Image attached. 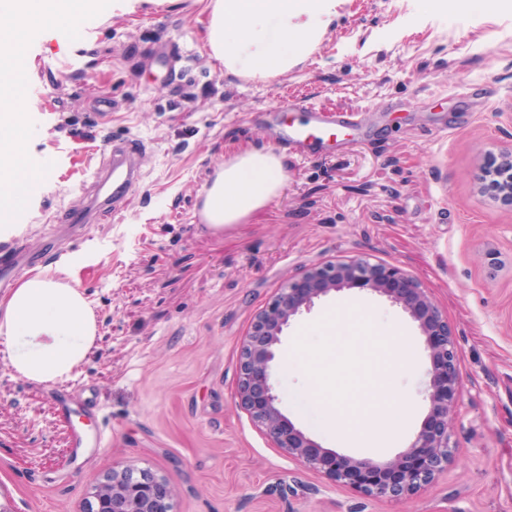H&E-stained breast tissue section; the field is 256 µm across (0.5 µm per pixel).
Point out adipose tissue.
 <instances>
[{"label":"adipose tissue","instance_id":"adipose-tissue-1","mask_svg":"<svg viewBox=\"0 0 512 512\" xmlns=\"http://www.w3.org/2000/svg\"><path fill=\"white\" fill-rule=\"evenodd\" d=\"M87 0H0V215L13 216L26 203L16 191L20 175L39 181L44 165L26 163L17 145L27 134L19 112L21 80L28 66L27 35L45 23L67 25ZM207 29L210 58L225 73L263 81L302 64L319 46L336 16V0H211ZM287 178L272 152L250 150L226 160L201 194L200 215L211 230L239 224L266 207ZM0 335L19 376L36 383L68 379L88 361L101 339L98 317L79 286L36 274L0 301ZM363 443L400 430L404 408L331 405L328 425Z\"/></svg>","mask_w":512,"mask_h":512}]
</instances>
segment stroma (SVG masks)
Instances as JSON below:
<instances>
[{
    "label": "stroma",
    "mask_w": 512,
    "mask_h": 512,
    "mask_svg": "<svg viewBox=\"0 0 512 512\" xmlns=\"http://www.w3.org/2000/svg\"><path fill=\"white\" fill-rule=\"evenodd\" d=\"M210 0H89L78 26L30 32L18 151L46 176L12 217L38 249L48 224L82 209L113 139L143 148L141 180L44 267L96 310L102 339L72 377L36 384L0 355V506L80 512L119 462L164 476L175 512H512V206L482 192L489 156L512 154V0H341L317 51L270 81L228 77L210 60ZM297 99L302 108L280 111ZM368 128L349 146L299 150L281 128L308 108ZM256 148L288 180L265 208L220 233L201 223L217 167ZM357 254L420 281L448 316L462 396L452 456L424 491L367 498L292 460L235 399L239 349L289 278ZM413 344L384 372L367 332ZM275 389L320 446L384 459L427 414L430 360L417 322L386 296L351 288L316 299L285 328ZM393 394L406 424L361 448L326 424L330 400Z\"/></svg>",
    "instance_id": "stroma-1"
}]
</instances>
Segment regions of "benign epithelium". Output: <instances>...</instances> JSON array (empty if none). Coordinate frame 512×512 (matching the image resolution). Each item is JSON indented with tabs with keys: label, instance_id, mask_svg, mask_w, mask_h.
Here are the masks:
<instances>
[{
	"label": "benign epithelium",
	"instance_id": "benign-epithelium-1",
	"mask_svg": "<svg viewBox=\"0 0 512 512\" xmlns=\"http://www.w3.org/2000/svg\"><path fill=\"white\" fill-rule=\"evenodd\" d=\"M478 180L484 192L512 205L511 158L488 160ZM355 287L387 296L417 321L431 360L428 415L413 441L389 459L355 458L321 447L295 427L274 393L273 366L290 320L330 292ZM460 397L458 350L447 315L418 280L364 255L316 266L289 280L257 315L241 346L239 406L273 447L366 497L398 501L414 496L448 465L450 426ZM173 497L164 477L116 463L95 485L81 512H174Z\"/></svg>",
	"mask_w": 512,
	"mask_h": 512
}]
</instances>
